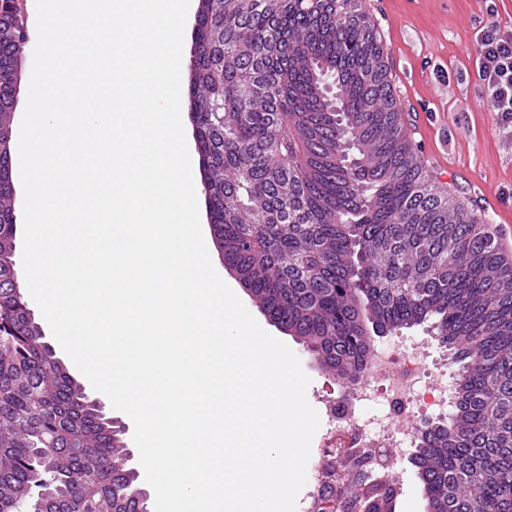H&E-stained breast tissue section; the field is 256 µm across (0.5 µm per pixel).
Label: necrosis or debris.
Segmentation results:
<instances>
[{
  "label": "necrosis or debris",
  "instance_id": "4bbe7bcc",
  "mask_svg": "<svg viewBox=\"0 0 512 512\" xmlns=\"http://www.w3.org/2000/svg\"><path fill=\"white\" fill-rule=\"evenodd\" d=\"M451 393L445 368L423 346L381 348L369 359L367 379L342 382L337 395L322 398L328 430L312 469L323 473L337 449L354 454L366 448H386L391 455L382 472L391 486H398V452L417 439L414 417L428 410L445 412ZM375 396L383 399L387 412L380 420L368 422L358 407Z\"/></svg>",
  "mask_w": 512,
  "mask_h": 512
}]
</instances>
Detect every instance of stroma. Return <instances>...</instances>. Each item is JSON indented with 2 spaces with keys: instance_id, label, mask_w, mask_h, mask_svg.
<instances>
[{
  "instance_id": "stroma-1",
  "label": "stroma",
  "mask_w": 512,
  "mask_h": 512,
  "mask_svg": "<svg viewBox=\"0 0 512 512\" xmlns=\"http://www.w3.org/2000/svg\"><path fill=\"white\" fill-rule=\"evenodd\" d=\"M496 3L502 31L512 32V0H361L377 24L386 46L387 66L411 139L440 189L481 211L495 228L501 246L512 256V131L492 112L478 76L475 33L488 21L487 6ZM17 30L25 37L13 126H20L36 43L35 0H19ZM269 334L287 344L311 379L307 400L318 406L339 382L326 374L292 336L265 316L257 318ZM424 346L434 360L450 363L428 325L375 338L388 343Z\"/></svg>"
}]
</instances>
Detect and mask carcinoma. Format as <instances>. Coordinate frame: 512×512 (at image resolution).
I'll list each match as a JSON object with an SVG mask.
<instances>
[{
  "label": "carcinoma",
  "mask_w": 512,
  "mask_h": 512,
  "mask_svg": "<svg viewBox=\"0 0 512 512\" xmlns=\"http://www.w3.org/2000/svg\"><path fill=\"white\" fill-rule=\"evenodd\" d=\"M15 16L0 6V135ZM189 103L210 224L272 323L339 381L381 332L431 323L461 364L448 423L418 429L427 512H512V262L444 195L404 128L385 49L358 0H199ZM0 183V512H150L112 422L52 359L11 264ZM345 502L391 512L350 473Z\"/></svg>",
  "instance_id": "carcinoma-1"
}]
</instances>
